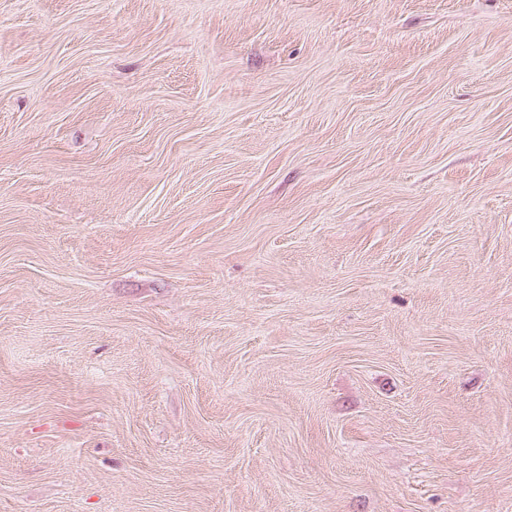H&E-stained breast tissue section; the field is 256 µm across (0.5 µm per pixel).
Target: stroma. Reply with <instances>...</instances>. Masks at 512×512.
<instances>
[{"label":"stroma","instance_id":"35a3bbf8","mask_svg":"<svg viewBox=\"0 0 512 512\" xmlns=\"http://www.w3.org/2000/svg\"><path fill=\"white\" fill-rule=\"evenodd\" d=\"M0 512H512V0H0Z\"/></svg>","mask_w":512,"mask_h":512}]
</instances>
